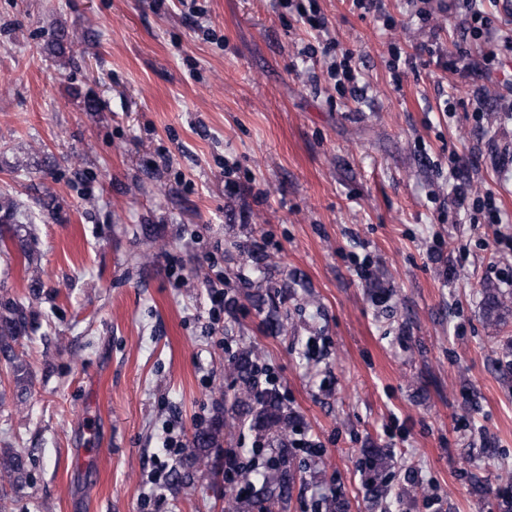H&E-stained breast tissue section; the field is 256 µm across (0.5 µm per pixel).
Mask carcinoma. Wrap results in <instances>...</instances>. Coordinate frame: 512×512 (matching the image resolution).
I'll list each match as a JSON object with an SVG mask.
<instances>
[{"label":"carcinoma","mask_w":512,"mask_h":512,"mask_svg":"<svg viewBox=\"0 0 512 512\" xmlns=\"http://www.w3.org/2000/svg\"><path fill=\"white\" fill-rule=\"evenodd\" d=\"M22 328V308L16 303L4 306V313L0 315V356L16 373L23 371V364L17 361L12 342L17 339ZM258 358L257 351L248 347L231 361L228 371L236 385L232 410L239 422L250 423L267 447L278 449L280 465L275 476L264 477L260 486L254 489L253 499L236 502L237 512H253L255 508L258 512H273L278 501L287 498L290 482L289 429L294 425V419L284 410L278 394L259 389ZM193 445L196 452L190 454L189 465L205 474L210 472L204 452L220 445L219 428L211 426L196 430ZM27 476V463L23 454L13 448L5 449L0 455V479L21 484Z\"/></svg>","instance_id":"1"}]
</instances>
